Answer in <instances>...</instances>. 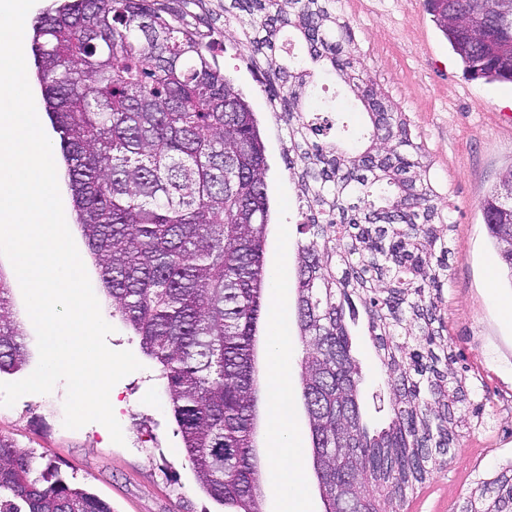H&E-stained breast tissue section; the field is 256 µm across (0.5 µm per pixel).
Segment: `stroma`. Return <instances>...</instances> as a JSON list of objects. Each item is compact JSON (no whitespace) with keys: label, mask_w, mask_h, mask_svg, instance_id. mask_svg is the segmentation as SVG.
Wrapping results in <instances>:
<instances>
[{"label":"stroma","mask_w":512,"mask_h":512,"mask_svg":"<svg viewBox=\"0 0 512 512\" xmlns=\"http://www.w3.org/2000/svg\"><path fill=\"white\" fill-rule=\"evenodd\" d=\"M336 13L349 24L366 76L407 119L450 218L448 288L444 306L452 347L469 374L477 376L490 398L485 423L463 431L448 463L409 494L398 512H458L479 478L512 459V281L485 224L483 203L500 175L512 167V84L465 77L462 63L425 11L422 0H338ZM218 61L236 87L249 95L253 111L266 125L267 185L272 207L265 257L283 280L270 289L257 332L255 366L260 381L272 376L268 336L275 309L285 314L290 419L301 455L306 512H323L311 462V440L300 382L302 345L295 319V243L298 204L282 158L284 129L273 125L265 98L246 64L213 36ZM330 102L352 129L369 118L348 85L331 72L316 70L307 105ZM0 272L15 275L0 257ZM12 311L26 334L28 361L0 382L26 378L38 362L36 332L27 317L19 283L11 285ZM114 328L111 349L140 356L142 370L113 389L115 417L124 444L112 442L102 424L72 430L63 425L65 384L49 394H26L13 406H0V434L19 449L34 452L38 465L58 466L63 476L109 503L112 512H217L202 492L181 447L155 363L144 357L139 339L124 323L103 311ZM352 350L365 382L363 419L369 428L388 418L389 392L364 326L352 330Z\"/></svg>","instance_id":"1"}]
</instances>
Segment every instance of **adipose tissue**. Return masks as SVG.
Segmentation results:
<instances>
[{"mask_svg":"<svg viewBox=\"0 0 512 512\" xmlns=\"http://www.w3.org/2000/svg\"><path fill=\"white\" fill-rule=\"evenodd\" d=\"M288 401V376L277 374L270 387V424L275 441L269 453L272 484L286 512H301L303 492L298 478V452L287 446L292 435Z\"/></svg>","mask_w":512,"mask_h":512,"instance_id":"ef3b65f1","label":"adipose tissue"}]
</instances>
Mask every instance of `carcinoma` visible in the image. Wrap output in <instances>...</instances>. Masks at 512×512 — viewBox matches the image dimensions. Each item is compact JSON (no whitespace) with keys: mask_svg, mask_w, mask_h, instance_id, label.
Wrapping results in <instances>:
<instances>
[{"mask_svg":"<svg viewBox=\"0 0 512 512\" xmlns=\"http://www.w3.org/2000/svg\"><path fill=\"white\" fill-rule=\"evenodd\" d=\"M206 0H54L32 24L46 110L60 136L77 224L112 315L160 365L198 486L223 512H264L253 463L255 338L272 272L265 145L243 93L215 61ZM464 71L512 82V0H424ZM493 14L488 27L478 21ZM224 34L276 123L304 221L296 324L312 462L324 512H383L447 461L456 428L489 399L455 367L441 310L448 228L429 164L402 113L363 78L336 0H224ZM301 42L308 59L294 56ZM356 93L370 129L303 106L314 66ZM345 136L366 141L350 153ZM512 169L483 205L512 273ZM392 398L370 433L351 353L359 313ZM26 361L0 273V373ZM0 512H112L0 435ZM459 512H512V462Z\"/></svg>","mask_w":512,"mask_h":512,"instance_id":"carcinoma-1","label":"carcinoma"}]
</instances>
